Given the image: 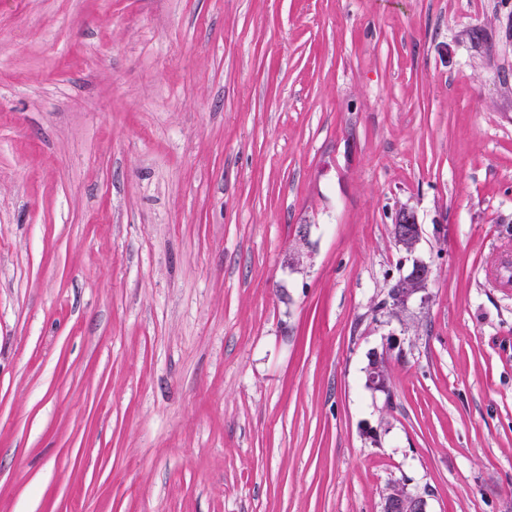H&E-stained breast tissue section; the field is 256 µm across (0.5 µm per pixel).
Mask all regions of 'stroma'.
<instances>
[{
  "label": "stroma",
  "instance_id": "1",
  "mask_svg": "<svg viewBox=\"0 0 512 512\" xmlns=\"http://www.w3.org/2000/svg\"><path fill=\"white\" fill-rule=\"evenodd\" d=\"M509 262L512 0H0V512H512ZM392 235L396 244L406 253V259L412 260L409 273L401 277V288L397 289L391 299L394 308H403L409 301L419 298L427 299V290L432 280L433 269L430 264L415 257L421 243V225L415 210L404 208L398 211L392 225ZM381 512H429L426 497L411 493L405 485L392 484L383 497Z\"/></svg>",
  "mask_w": 512,
  "mask_h": 512
}]
</instances>
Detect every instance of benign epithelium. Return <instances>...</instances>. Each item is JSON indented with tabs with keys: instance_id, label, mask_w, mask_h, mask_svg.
I'll return each instance as SVG.
<instances>
[{
	"instance_id": "7a95c632",
	"label": "benign epithelium",
	"mask_w": 512,
	"mask_h": 512,
	"mask_svg": "<svg viewBox=\"0 0 512 512\" xmlns=\"http://www.w3.org/2000/svg\"><path fill=\"white\" fill-rule=\"evenodd\" d=\"M392 235L396 244L406 253V259L412 262L409 273L401 277V288L391 299L392 306L403 308L409 301L420 299L425 302L427 290L432 280L433 269L430 264L415 257L421 243V225L415 210L404 208L395 215ZM381 512H428L426 497L411 493L405 485L395 483L388 488L383 497Z\"/></svg>"
}]
</instances>
